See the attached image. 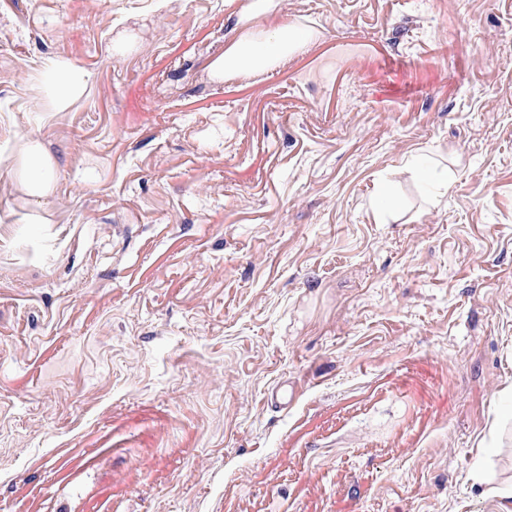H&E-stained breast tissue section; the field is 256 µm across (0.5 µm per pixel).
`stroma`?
Returning <instances> with one entry per match:
<instances>
[{"label": "stroma", "mask_w": 512, "mask_h": 512, "mask_svg": "<svg viewBox=\"0 0 512 512\" xmlns=\"http://www.w3.org/2000/svg\"><path fill=\"white\" fill-rule=\"evenodd\" d=\"M249 2L0 0V512H512V0ZM308 36L298 23L285 22L272 31L252 27L226 48L213 67L224 76L240 71L263 72L295 51ZM41 76L46 87L52 89L46 99L50 112L65 109L84 92L87 84L81 70L59 58L45 60L41 66ZM59 162L36 137H27L19 146L16 160L9 167L18 192L33 206H41L55 190Z\"/></svg>", "instance_id": "obj_1"}]
</instances>
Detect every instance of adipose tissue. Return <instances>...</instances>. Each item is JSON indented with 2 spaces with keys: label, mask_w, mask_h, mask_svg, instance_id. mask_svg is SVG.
Instances as JSON below:
<instances>
[{
  "label": "adipose tissue",
  "mask_w": 512,
  "mask_h": 512,
  "mask_svg": "<svg viewBox=\"0 0 512 512\" xmlns=\"http://www.w3.org/2000/svg\"><path fill=\"white\" fill-rule=\"evenodd\" d=\"M275 6V0H252L245 16L252 27L215 61L214 67L218 72L230 75L240 71H265L304 42L308 32L297 23L286 22L271 31L256 27V19L271 12ZM41 76L50 90L46 106L52 112L65 109L83 93L87 84L81 70L57 58L43 62ZM58 165L57 158L38 138H25L10 168L17 191L33 206H41L55 190Z\"/></svg>",
  "instance_id": "obj_1"
}]
</instances>
